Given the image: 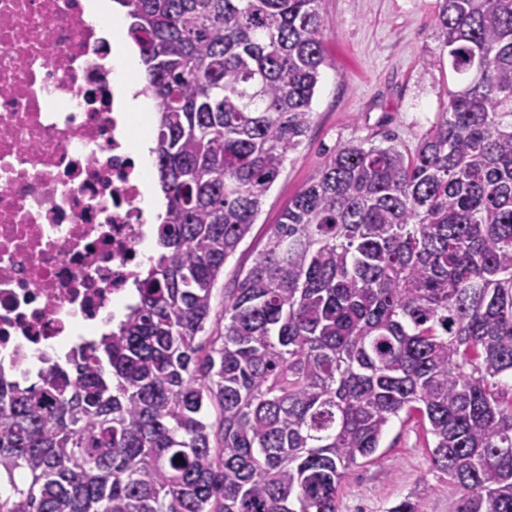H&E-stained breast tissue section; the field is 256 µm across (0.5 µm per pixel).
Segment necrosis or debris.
<instances>
[{
	"mask_svg": "<svg viewBox=\"0 0 512 512\" xmlns=\"http://www.w3.org/2000/svg\"><path fill=\"white\" fill-rule=\"evenodd\" d=\"M83 0H0V362L111 314L142 263L143 182L105 21Z\"/></svg>",
	"mask_w": 512,
	"mask_h": 512,
	"instance_id": "necrosis-or-debris-1",
	"label": "necrosis or debris"
}]
</instances>
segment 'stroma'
Segmentation results:
<instances>
[{"instance_id": "obj_1", "label": "stroma", "mask_w": 512, "mask_h": 512, "mask_svg": "<svg viewBox=\"0 0 512 512\" xmlns=\"http://www.w3.org/2000/svg\"><path fill=\"white\" fill-rule=\"evenodd\" d=\"M438 0H322L330 26L326 63L302 144L289 153L267 192L250 233L229 258L213 291L214 315L224 311V289L263 248L269 227L334 148L386 139L408 148L435 123L456 84L435 37ZM417 512H454L456 488L431 463L417 422L394 421L377 453L344 472L339 512H388L404 497Z\"/></svg>"}]
</instances>
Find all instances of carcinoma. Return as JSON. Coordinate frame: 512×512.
<instances>
[{
	"label": "carcinoma",
	"instance_id": "obj_1",
	"mask_svg": "<svg viewBox=\"0 0 512 512\" xmlns=\"http://www.w3.org/2000/svg\"><path fill=\"white\" fill-rule=\"evenodd\" d=\"M117 2L157 103L158 253L116 330L26 388L0 366V512H337L403 416L454 512H512V0H440L461 89L412 150H334L222 323L329 21L320 0Z\"/></svg>",
	"mask_w": 512,
	"mask_h": 512
}]
</instances>
